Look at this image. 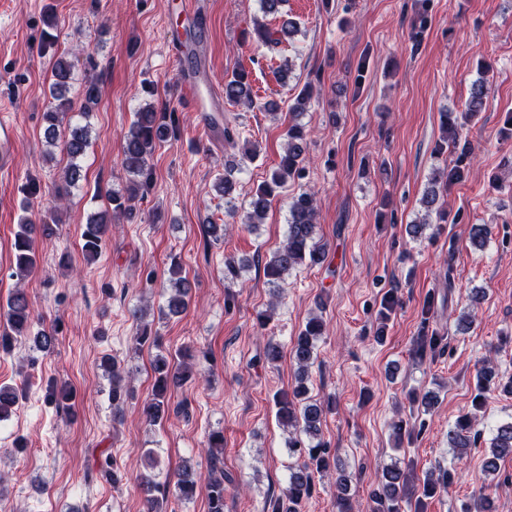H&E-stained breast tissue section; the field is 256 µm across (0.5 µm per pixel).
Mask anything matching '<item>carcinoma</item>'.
I'll use <instances>...</instances> for the list:
<instances>
[{"mask_svg": "<svg viewBox=\"0 0 512 512\" xmlns=\"http://www.w3.org/2000/svg\"><path fill=\"white\" fill-rule=\"evenodd\" d=\"M297 27L295 22L286 19L280 30H271L266 23L255 21L249 42L256 49L271 47L289 38ZM79 54L64 52L56 60L49 84V105L43 114L45 122L44 139L50 146L62 145L68 164L64 169V183L53 195L46 215L37 224L31 218L21 219L13 237V276L22 281L35 269L37 264L34 240L38 237L53 236L59 210L58 201L70 195L85 179L82 159L87 153L91 140L89 124L74 125L68 121V115L74 111L72 89L78 71ZM491 66H480L478 78L472 83L469 99L464 113L473 114L482 110L488 93V74ZM224 101L230 105H242L247 108L257 106L243 70L232 73L224 81ZM82 103L80 116L88 118L92 107L101 97L100 80L94 74L83 77L79 86ZM448 127V146L457 153L456 164L448 169L445 183H453L463 178L465 162L470 155L468 144L462 141L461 122L453 113L444 117ZM178 130V119L173 111H160L153 102H146L134 112V119L123 137L121 148V166L127 174V183L123 190L108 195L110 210L100 212L88 220L81 233L80 249L86 261L95 259L102 252L105 238L111 229L112 217H120L131 212L132 203L147 194L153 184L154 169L151 163L156 146L167 141ZM285 148L270 180L263 182L252 196L243 224L249 230L264 223L266 213L273 200L289 178H299L305 169L308 139L306 126L293 122L285 132ZM288 224L285 239L272 252L263 265L266 283L272 286V296L278 297L286 276L301 264L315 266L326 259V250L318 241L317 205L315 194L301 190L286 201ZM249 267L246 259L224 260V280L234 282L241 278L243 269ZM170 293L165 306L160 310L163 316H179L188 308L191 283L182 273L180 263L174 261L168 269ZM6 323L0 326V352L8 354L14 348L18 338L25 336L31 341V347L48 353L54 350L59 327L50 330L37 327L34 311L30 306L24 289L18 287L6 301ZM323 321L318 317L310 318L301 330L291 348V354L298 370L291 393L278 394L274 398L276 417L279 424L288 432L286 440L288 457L287 476L279 494L266 500L265 507L271 512H300L304 500L314 491L315 476L334 475L336 488V512H353L350 486L351 476L339 461L330 455L322 440V416L332 408V402H320L308 397L306 382L309 378L308 367L317 357V343L323 335ZM182 362L175 365L168 356L158 354L152 362L154 382L149 398L145 401L142 413L145 420L154 424L163 420L168 410V402L173 390L185 385L193 376L203 374L200 363L189 349L181 354ZM106 371L110 377L112 406L117 408L133 396V390L121 364L113 358H104ZM19 392L8 386H0V422L8 419L19 403ZM47 398L57 406L66 408L72 399V392L66 387L51 386ZM450 447L456 450L461 459L467 451L477 446L480 439L477 416H460L448 432ZM209 471L206 482L198 484L195 473L189 467L176 475L171 473L160 476V459L149 450L144 457L146 473L141 478L140 487L144 494L146 512H169L170 499L189 502L198 494H204L208 512H224L225 484H233L230 477L224 476L221 465L224 455V431L214 430L208 435ZM512 455V420L500 423L493 430L490 451L483 463L485 476L497 475L499 461ZM454 473L441 470L439 474L425 476L415 485L410 481L408 468L394 463L381 467L377 489L372 494L369 512H401V503L414 504L421 512L425 501L448 489L453 483Z\"/></svg>", "mask_w": 512, "mask_h": 512, "instance_id": "cac0c4a2", "label": "carcinoma"}]
</instances>
